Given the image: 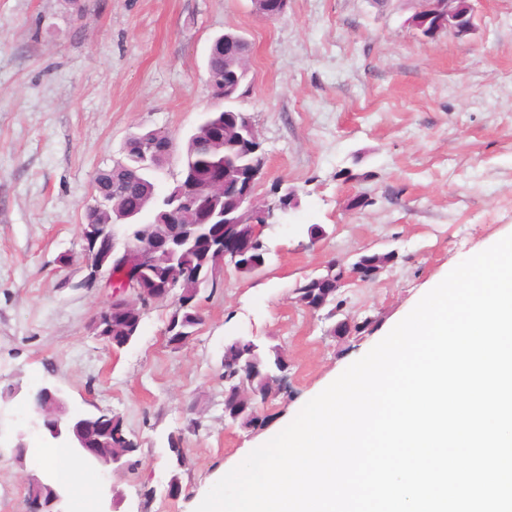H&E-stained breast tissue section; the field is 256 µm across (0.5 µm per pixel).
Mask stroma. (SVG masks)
Wrapping results in <instances>:
<instances>
[{"mask_svg":"<svg viewBox=\"0 0 512 512\" xmlns=\"http://www.w3.org/2000/svg\"><path fill=\"white\" fill-rule=\"evenodd\" d=\"M470 3L469 34L429 38L408 23L420 0H288L275 21L253 0H0V512H28L31 473L62 490V512L79 509L61 469L14 458L19 434L42 444L38 386L60 389L71 415L123 416L138 464L87 469L96 494H118L117 512H194L448 270L512 234V0ZM228 31L249 44L251 81L233 107L267 153L256 195L270 201L282 184L298 203L264 228L262 274L228 268L201 289L192 340L168 343L162 301L112 351L89 328L111 292L82 285L94 177L131 133L181 140L202 121L206 56ZM357 195L367 207H348ZM391 251L394 266L341 293L344 315L372 318L371 333L332 335L324 312L292 299L329 261ZM238 337L292 364L291 391L259 430L224 420V346ZM175 468L184 491L172 498Z\"/></svg>","mask_w":512,"mask_h":512,"instance_id":"obj_1","label":"stroma"}]
</instances>
